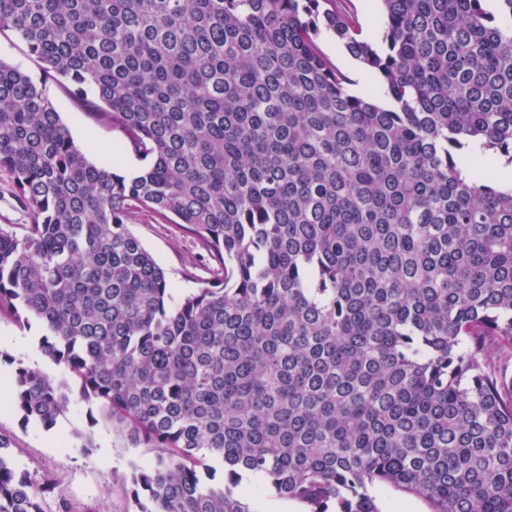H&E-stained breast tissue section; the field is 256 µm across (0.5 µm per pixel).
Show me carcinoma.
Here are the masks:
<instances>
[{"mask_svg": "<svg viewBox=\"0 0 512 512\" xmlns=\"http://www.w3.org/2000/svg\"><path fill=\"white\" fill-rule=\"evenodd\" d=\"M327 2L0 0L42 73L0 61V170L31 219L0 228V311L39 321L80 396L156 450L137 512H252L245 474L304 512H380L386 486L512 512V177L480 176L489 151L512 167V0H380L376 35ZM60 78L150 164L90 161ZM140 210L200 242L208 286L173 302ZM5 360L24 420L53 428L68 386ZM8 448L0 512H74ZM318 43L332 63L353 80V85L350 86L352 91L360 93L373 90L377 101L382 102L376 80L340 46L331 33L323 29Z\"/></svg>", "mask_w": 512, "mask_h": 512, "instance_id": "1", "label": "carcinoma"}]
</instances>
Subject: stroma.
Here are the masks:
<instances>
[{
  "mask_svg": "<svg viewBox=\"0 0 512 512\" xmlns=\"http://www.w3.org/2000/svg\"><path fill=\"white\" fill-rule=\"evenodd\" d=\"M318 43L332 63L353 81L354 92L376 89L377 82L329 32ZM69 82L51 81L47 91L75 144L93 162L131 176L145 166L125 145L120 129L101 124L75 109ZM131 231L165 270L174 299L204 287L210 281V262L200 243L172 223L157 222L139 212L130 220ZM39 323L20 326L9 313L0 314V350L25 364L35 365L55 380L66 372L42 352ZM0 433L11 438V456L18 469L33 477L53 475L76 512H137L131 496L133 465L152 463L154 449L134 442L123 424L112 421L100 404L86 402L71 391L65 413L53 429L22 418L14 401L0 405ZM92 440L91 453L81 449L82 437Z\"/></svg>",
  "mask_w": 512,
  "mask_h": 512,
  "instance_id": "35a3bbf8",
  "label": "stroma"
}]
</instances>
